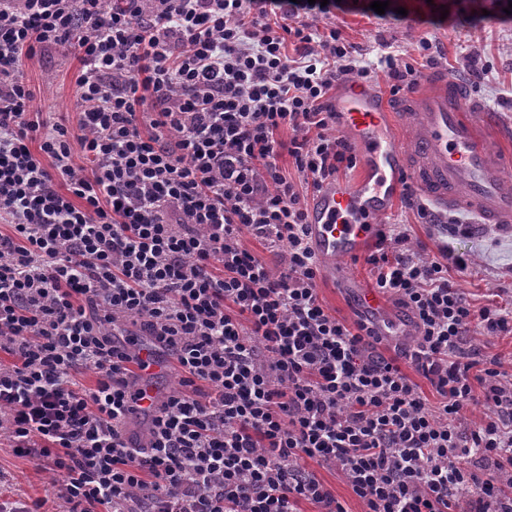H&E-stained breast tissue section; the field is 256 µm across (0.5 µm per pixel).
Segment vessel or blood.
Wrapping results in <instances>:
<instances>
[{"mask_svg": "<svg viewBox=\"0 0 512 512\" xmlns=\"http://www.w3.org/2000/svg\"><path fill=\"white\" fill-rule=\"evenodd\" d=\"M336 120L357 151L359 178L324 185L307 207V228L321 270L362 256L376 240L405 183L439 213L465 209L481 223L512 229V154L500 149L493 114L475 121L458 81L437 73L417 91L393 99L363 83L336 92ZM133 371L166 363L148 343L133 350Z\"/></svg>", "mask_w": 512, "mask_h": 512, "instance_id": "obj_1", "label": "vessel or blood"}]
</instances>
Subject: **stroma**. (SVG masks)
I'll use <instances>...</instances> for the list:
<instances>
[{"mask_svg":"<svg viewBox=\"0 0 512 512\" xmlns=\"http://www.w3.org/2000/svg\"><path fill=\"white\" fill-rule=\"evenodd\" d=\"M496 0H433V10L447 9L449 14L464 13L457 27L445 25H407L391 19L356 11L336 10L309 18L308 23L322 31H340L364 63L376 60L382 50H392L400 62L418 56L419 40L429 37L440 47L434 70L447 71L450 77L466 80L471 59L486 68L480 89L466 88L474 111L490 112L497 118L505 149L512 151V25L487 24L482 11L494 10ZM73 55L56 50L43 52L28 61L25 78L32 88L37 106L48 112L52 121L73 128L77 125L76 74ZM458 220L470 227L466 236L452 237L442 225L420 223L405 202H398L388 216L391 224L406 225L411 245L422 246L435 256L441 248L470 256L466 271L452 277L474 307L495 302L512 307V231L492 224H475L470 214L458 213ZM44 499L50 512H62L63 502L48 482L40 461L16 456L8 445L0 444V500L17 496Z\"/></svg>","mask_w":512,"mask_h":512,"instance_id":"obj_1","label":"stroma"}]
</instances>
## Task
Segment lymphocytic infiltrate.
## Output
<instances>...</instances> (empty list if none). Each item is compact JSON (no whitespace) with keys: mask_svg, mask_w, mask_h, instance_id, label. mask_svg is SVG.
<instances>
[{"mask_svg":"<svg viewBox=\"0 0 512 512\" xmlns=\"http://www.w3.org/2000/svg\"><path fill=\"white\" fill-rule=\"evenodd\" d=\"M370 2L0 0V441L43 462L65 512H345L308 459L366 512H512V381L471 337L511 334L512 311L449 279L468 257L379 230L375 289L415 326L391 356L370 316L318 296L306 197L355 164L332 92L378 70L396 95L421 75L389 52L361 65L304 22ZM49 49L80 62L73 130L24 76ZM246 233L286 246L280 275ZM129 322L180 376L143 444L125 432ZM308 469L313 471L336 495V499L347 512H364V504L352 493L342 473L334 467L320 466L308 461Z\"/></svg>","mask_w":512,"mask_h":512,"instance_id":"f902f5d3","label":"lymphocytic infiltrate"}]
</instances>
